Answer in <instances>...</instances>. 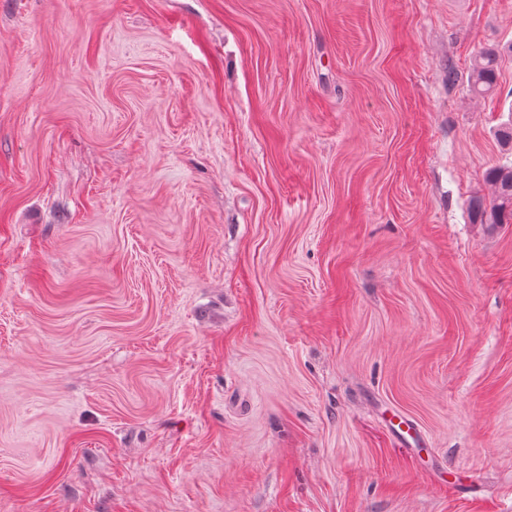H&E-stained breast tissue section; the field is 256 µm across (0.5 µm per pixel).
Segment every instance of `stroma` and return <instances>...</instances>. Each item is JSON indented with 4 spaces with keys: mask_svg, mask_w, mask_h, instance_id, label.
Returning a JSON list of instances; mask_svg holds the SVG:
<instances>
[{
    "mask_svg": "<svg viewBox=\"0 0 512 512\" xmlns=\"http://www.w3.org/2000/svg\"><path fill=\"white\" fill-rule=\"evenodd\" d=\"M509 44L512 0H0V512H512ZM505 52L512 53V44L507 49H487L479 53L471 71L470 87L472 92L480 95L494 93L496 71L500 57ZM489 181L494 187V195L489 201L488 209L480 199H473L471 205L486 214V223L491 230L501 231L512 224V162L495 166L489 172ZM384 421L400 448L410 452L423 444L424 437L420 429L403 415L392 412L391 415H385Z\"/></svg>",
    "mask_w": 512,
    "mask_h": 512,
    "instance_id": "1",
    "label": "stroma"
}]
</instances>
